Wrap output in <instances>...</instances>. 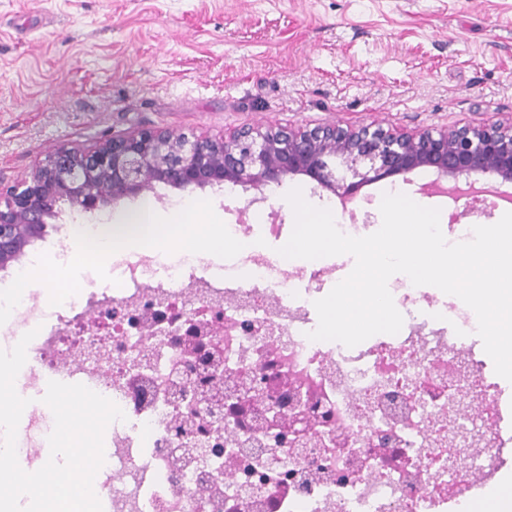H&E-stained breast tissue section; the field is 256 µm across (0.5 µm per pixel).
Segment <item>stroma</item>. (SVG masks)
Here are the masks:
<instances>
[{
	"mask_svg": "<svg viewBox=\"0 0 512 512\" xmlns=\"http://www.w3.org/2000/svg\"><path fill=\"white\" fill-rule=\"evenodd\" d=\"M512 121V0H0V185L57 146L168 129L219 138L257 125L393 131ZM246 209L255 253L293 224L252 188L156 185L157 207ZM447 223H497L495 194L431 197Z\"/></svg>",
	"mask_w": 512,
	"mask_h": 512,
	"instance_id": "35a3bbf8",
	"label": "stroma"
}]
</instances>
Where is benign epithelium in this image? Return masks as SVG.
I'll use <instances>...</instances> for the list:
<instances>
[{
  "instance_id": "1",
  "label": "benign epithelium",
  "mask_w": 512,
  "mask_h": 512,
  "mask_svg": "<svg viewBox=\"0 0 512 512\" xmlns=\"http://www.w3.org/2000/svg\"><path fill=\"white\" fill-rule=\"evenodd\" d=\"M418 169H432L448 182L464 175L512 184V122L409 133L336 124L288 131L257 127L218 139L155 129L84 150L60 146L48 151L28 178L0 187V268L44 236L62 200L87 213L163 183L178 189L251 186L264 201L266 190L300 175L340 199L355 196L366 183L406 181ZM303 403L296 395L290 415L299 442L308 437L298 411ZM222 410L242 427L254 424L253 410L238 393L224 398Z\"/></svg>"
}]
</instances>
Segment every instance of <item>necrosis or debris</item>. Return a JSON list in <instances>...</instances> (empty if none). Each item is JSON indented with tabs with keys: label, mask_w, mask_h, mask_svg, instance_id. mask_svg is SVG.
<instances>
[{
	"label": "necrosis or debris",
	"mask_w": 512,
	"mask_h": 512,
	"mask_svg": "<svg viewBox=\"0 0 512 512\" xmlns=\"http://www.w3.org/2000/svg\"><path fill=\"white\" fill-rule=\"evenodd\" d=\"M237 262L233 288L211 278L210 264L197 256L162 263L129 252L112 260L120 290L90 282L53 306L23 292L16 311L37 335L16 378L18 394L36 389L45 370L75 368L126 416L110 426L112 455L95 482L99 499L111 500L112 512H199L205 494L210 512H255L271 495L278 512H473L484 493L474 474L512 446L500 428L503 391L480 374L474 312L458 299L435 304L404 280L399 305L426 303L432 320L453 319L458 344L413 321L352 348L313 341L304 288L323 287L334 265L248 252ZM92 309L105 323L89 337L82 324ZM217 310L224 313L216 341L225 381L285 374L328 415L312 423L308 446H287L228 419L215 424L200 404L188 414L211 431V446L176 465L182 443L169 436L175 413L165 394L174 379L192 383L211 367L189 364L171 336ZM450 445L457 460L439 455Z\"/></svg>",
	"instance_id": "obj_1"
}]
</instances>
